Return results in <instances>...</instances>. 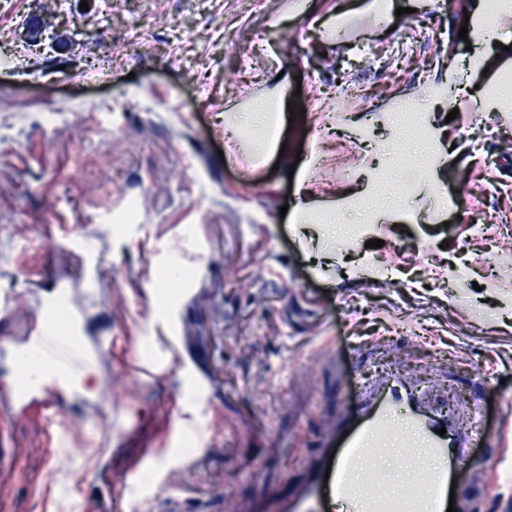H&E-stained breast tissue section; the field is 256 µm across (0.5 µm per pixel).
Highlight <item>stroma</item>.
I'll list each match as a JSON object with an SVG mask.
<instances>
[{
    "mask_svg": "<svg viewBox=\"0 0 512 512\" xmlns=\"http://www.w3.org/2000/svg\"><path fill=\"white\" fill-rule=\"evenodd\" d=\"M477 2L0 0V383L60 301L92 373L55 427L13 420L0 512H277L393 373L460 433L477 408L504 430L463 460L459 512H505L512 17L464 41ZM281 73L286 151L262 157L224 116ZM350 141L346 172L304 176Z\"/></svg>",
    "mask_w": 512,
    "mask_h": 512,
    "instance_id": "35a3bbf8",
    "label": "stroma"
}]
</instances>
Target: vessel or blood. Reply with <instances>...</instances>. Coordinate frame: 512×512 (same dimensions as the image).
<instances>
[{
  "label": "vessel or blood",
  "instance_id": "1",
  "mask_svg": "<svg viewBox=\"0 0 512 512\" xmlns=\"http://www.w3.org/2000/svg\"><path fill=\"white\" fill-rule=\"evenodd\" d=\"M31 349L41 371L39 380H32L21 363L5 390L19 403L38 401L45 420L51 422L60 417L69 388L62 370L69 360L66 339L41 326L31 338ZM346 408L340 433L332 436L299 495L286 501L281 512H349L355 504L362 512H396L400 505L405 512H447L451 483L463 476L465 450L491 435L478 414L472 434L460 437L451 413L425 402L423 394L402 378L393 379L381 393L347 402ZM407 432L443 463L419 479V492L412 497L385 487L376 473L363 469L373 449L403 448Z\"/></svg>",
  "mask_w": 512,
  "mask_h": 512
}]
</instances>
